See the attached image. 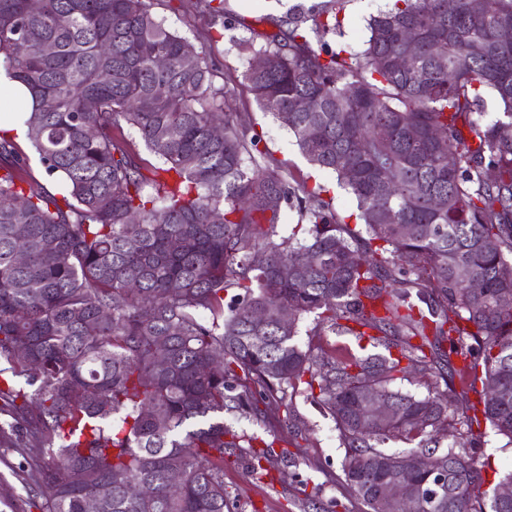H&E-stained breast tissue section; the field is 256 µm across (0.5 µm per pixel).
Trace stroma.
I'll use <instances>...</instances> for the list:
<instances>
[{"label":"stroma","mask_w":512,"mask_h":512,"mask_svg":"<svg viewBox=\"0 0 512 512\" xmlns=\"http://www.w3.org/2000/svg\"><path fill=\"white\" fill-rule=\"evenodd\" d=\"M319 0H225L224 31H216L202 0H160L154 10L167 25L185 37L195 50L204 52L215 72L217 84L232 83L235 93L227 107L240 113L259 131L266 149L282 164L281 172L294 188L321 183L331 188L333 206L347 224H355L356 203L337 189L333 175L311 169L301 155L294 136L271 113L257 105L249 93L243 73L250 58L236 42L252 33L270 34L273 18L285 13H308ZM387 0H343L338 18L341 35H326L329 48L344 47L357 52L367 37L366 25L372 15L385 9ZM298 426L304 436L295 449V465L281 461L271 473L273 484L253 479L233 458L224 460V483L237 496L245 512H298L295 501L312 498L315 507L337 501V512H361V506L344 482L342 460L345 450L333 418L304 396L293 399ZM479 467L489 484H496L512 471V447L493 431H486L475 450ZM28 463L16 448L0 447V512H40L41 500L30 491Z\"/></svg>","instance_id":"stroma-1"}]
</instances>
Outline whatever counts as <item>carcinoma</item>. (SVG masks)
I'll use <instances>...</instances> for the list:
<instances>
[{
  "mask_svg": "<svg viewBox=\"0 0 512 512\" xmlns=\"http://www.w3.org/2000/svg\"><path fill=\"white\" fill-rule=\"evenodd\" d=\"M153 3L0 0V61L32 94L27 138L56 182L51 193L29 178L0 131V446L35 459L45 512H84L89 492L97 512H229L224 455L257 480L295 462L275 449L294 418L289 391L327 405L364 512H512V500L475 495L483 477L467 449L436 453L445 422L472 443L484 423L512 447V301H501L512 296V43L495 39L512 26V0H394L357 53L314 48L305 19L288 14L264 43H243L268 61L243 74L256 102L288 113L303 157L335 174L364 226L342 222L317 184L287 236L292 192L277 160L224 111L234 89L215 84L206 55L183 60L185 40ZM339 3L317 7L316 37L340 27ZM407 27L421 41L399 70ZM489 98L501 112L485 123ZM124 124L162 165L138 162L113 134ZM412 288L438 301L434 327L412 314ZM255 309L267 311L261 325ZM311 314L310 335L386 354L302 348L297 325ZM409 372L427 396L392 387ZM456 376L461 390H439ZM371 391L392 417L369 416ZM226 412L254 417L269 439L230 429ZM389 440L409 447L390 452ZM172 468L185 474L178 493ZM401 468L417 494L393 507L382 487ZM142 484L153 497L129 493Z\"/></svg>",
  "mask_w": 512,
  "mask_h": 512,
  "instance_id": "1",
  "label": "carcinoma"
}]
</instances>
